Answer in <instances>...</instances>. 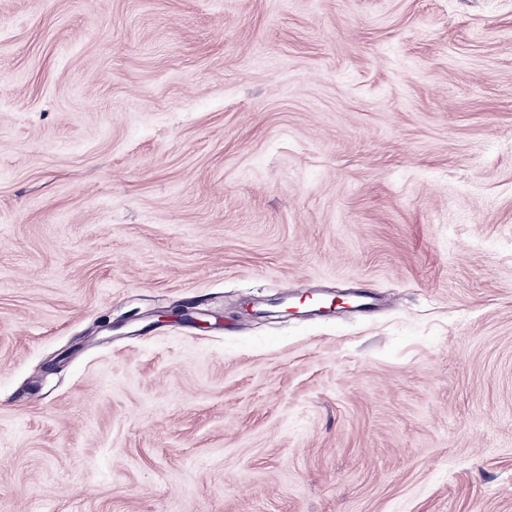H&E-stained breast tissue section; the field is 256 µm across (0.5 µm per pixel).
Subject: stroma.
I'll return each mask as SVG.
<instances>
[{"label":"stroma","instance_id":"obj_1","mask_svg":"<svg viewBox=\"0 0 512 512\" xmlns=\"http://www.w3.org/2000/svg\"><path fill=\"white\" fill-rule=\"evenodd\" d=\"M0 512H512V0H0Z\"/></svg>","mask_w":512,"mask_h":512}]
</instances>
